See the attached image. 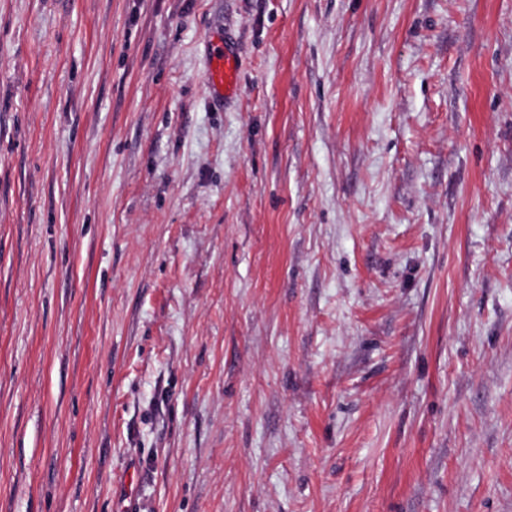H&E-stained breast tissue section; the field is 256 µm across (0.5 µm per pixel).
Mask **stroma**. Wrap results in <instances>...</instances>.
<instances>
[{
  "instance_id": "1",
  "label": "stroma",
  "mask_w": 512,
  "mask_h": 512,
  "mask_svg": "<svg viewBox=\"0 0 512 512\" xmlns=\"http://www.w3.org/2000/svg\"><path fill=\"white\" fill-rule=\"evenodd\" d=\"M130 473L512 512V0H0V512ZM210 67L206 76V87L215 100H224L234 94L240 71L238 52L224 41V47L211 51Z\"/></svg>"
}]
</instances>
